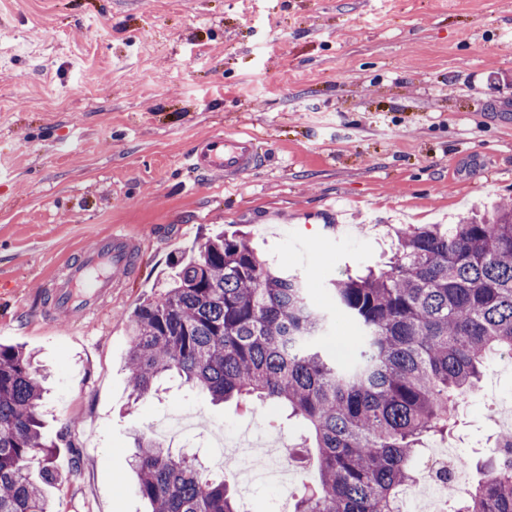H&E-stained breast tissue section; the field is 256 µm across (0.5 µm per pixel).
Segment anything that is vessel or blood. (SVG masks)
<instances>
[{
	"label": "vessel or blood",
	"instance_id": "vessel-or-blood-1",
	"mask_svg": "<svg viewBox=\"0 0 512 512\" xmlns=\"http://www.w3.org/2000/svg\"><path fill=\"white\" fill-rule=\"evenodd\" d=\"M191 170L202 175L219 174L232 183L262 163L254 137L236 131L211 135L199 141L187 156ZM135 251V241L123 233L99 238L95 248L81 253L66 275L55 278L51 288L61 315L69 316L88 308L100 294L111 288L115 273L124 271Z\"/></svg>",
	"mask_w": 512,
	"mask_h": 512
}]
</instances>
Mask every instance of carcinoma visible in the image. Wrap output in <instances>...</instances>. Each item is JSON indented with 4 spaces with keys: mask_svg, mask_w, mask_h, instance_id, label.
<instances>
[{
    "mask_svg": "<svg viewBox=\"0 0 512 512\" xmlns=\"http://www.w3.org/2000/svg\"><path fill=\"white\" fill-rule=\"evenodd\" d=\"M170 268L130 321L133 395L177 378L215 403L255 398L304 421L318 483L292 512H396L426 437L451 430L457 397L488 356L512 353V202L447 229L407 228L387 265L332 281L355 330L347 358L323 345L329 321L307 284L244 236L204 238ZM42 398L33 356L0 344V512H52L41 487L57 479ZM498 444L452 512H512V434ZM38 455L40 483L28 473ZM130 466L151 512H239L226 480L152 435L137 438Z\"/></svg>",
    "mask_w": 512,
    "mask_h": 512,
    "instance_id": "1",
    "label": "carcinoma"
}]
</instances>
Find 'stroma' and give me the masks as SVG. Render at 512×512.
<instances>
[{
	"mask_svg": "<svg viewBox=\"0 0 512 512\" xmlns=\"http://www.w3.org/2000/svg\"><path fill=\"white\" fill-rule=\"evenodd\" d=\"M512 0H0V344L35 353L56 446L55 512H148L134 439L182 412L173 454L255 429L296 450L308 427L259 404L163 381L130 402L128 318L177 252L224 230L299 274L335 318L329 281L389 261L402 228L512 200ZM252 131L264 163L200 176L202 138ZM114 231L140 248L101 306L58 315L52 280ZM512 371L460 398L453 444L474 472L504 430Z\"/></svg>",
	"mask_w": 512,
	"mask_h": 512,
	"instance_id": "1",
	"label": "stroma"
}]
</instances>
